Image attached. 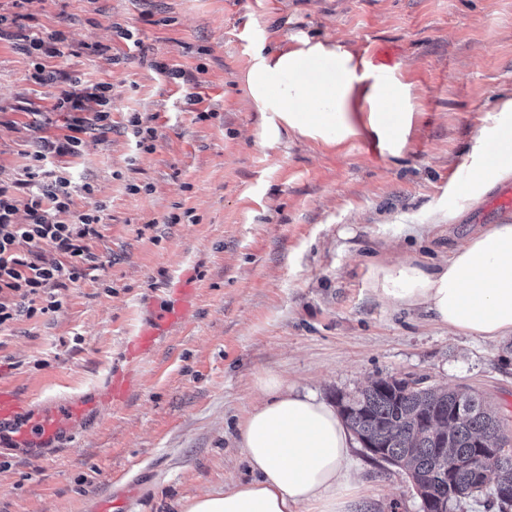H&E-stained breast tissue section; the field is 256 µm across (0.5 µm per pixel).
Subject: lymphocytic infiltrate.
Listing matches in <instances>:
<instances>
[{"label":"lymphocytic infiltrate","mask_w":512,"mask_h":512,"mask_svg":"<svg viewBox=\"0 0 512 512\" xmlns=\"http://www.w3.org/2000/svg\"><path fill=\"white\" fill-rule=\"evenodd\" d=\"M111 85L72 78L52 106L63 116L65 132L39 138L30 163L9 183L0 182V328L16 316H34L36 301L59 307L53 291L85 279L97 257L95 209L73 207L71 182L59 173L57 158L75 155L87 130L107 128ZM25 210L27 223L15 220Z\"/></svg>","instance_id":"lymphocytic-infiltrate-1"}]
</instances>
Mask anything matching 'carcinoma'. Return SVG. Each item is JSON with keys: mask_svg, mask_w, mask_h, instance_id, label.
I'll return each mask as SVG.
<instances>
[{"mask_svg": "<svg viewBox=\"0 0 512 512\" xmlns=\"http://www.w3.org/2000/svg\"><path fill=\"white\" fill-rule=\"evenodd\" d=\"M351 410L341 409L353 434L384 451L383 461L404 469L415 488L446 509L454 503L488 492L498 512H512V499H500L498 490L512 489V440L502 421L476 394L447 387L425 386L420 379L403 392L400 383L380 377L347 397ZM470 414L441 435L429 427L437 415L453 417L458 402ZM479 439L508 447L505 454L487 465H470ZM460 465L448 470L443 455Z\"/></svg>", "mask_w": 512, "mask_h": 512, "instance_id": "carcinoma-1", "label": "carcinoma"}]
</instances>
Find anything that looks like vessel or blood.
<instances>
[{"label": "vessel or blood", "mask_w": 512, "mask_h": 512, "mask_svg": "<svg viewBox=\"0 0 512 512\" xmlns=\"http://www.w3.org/2000/svg\"><path fill=\"white\" fill-rule=\"evenodd\" d=\"M195 288L193 273L183 271L173 283L167 307L144 315L127 337L128 369L107 370L101 382L87 390L63 397L25 398L0 384V454L42 458L68 447L84 425L100 420L102 402H124L136 385L131 364L152 354L171 328L190 318Z\"/></svg>", "instance_id": "obj_1"}]
</instances>
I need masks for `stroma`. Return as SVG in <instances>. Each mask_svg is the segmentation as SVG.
<instances>
[{"mask_svg":"<svg viewBox=\"0 0 512 512\" xmlns=\"http://www.w3.org/2000/svg\"><path fill=\"white\" fill-rule=\"evenodd\" d=\"M0 15V179L28 165L38 137L59 135L50 108L68 78L112 86L110 129L62 161L75 208L101 216L99 265L57 289L56 311L0 330V382L44 398L99 383L174 277L197 278L195 316L136 364L126 402L72 447L0 459V512H95L112 489L131 494V512H179L248 479L238 427L268 371L331 404L380 377H422L475 392L512 437V335H450L423 307L379 299L368 276L384 258L432 264L498 221L490 193L466 198L455 172L480 162L486 117L512 98V0H0ZM22 32L73 52L35 60ZM307 41L410 85L399 154L365 136H301L251 97L258 55ZM196 91L203 104H187ZM135 114L152 120L153 151L134 150ZM422 224L448 230L416 235ZM352 453L366 512H422L403 470Z\"/></svg>","mask_w":512,"mask_h":512,"instance_id":"35a3bbf8","label":"stroma"}]
</instances>
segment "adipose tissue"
<instances>
[{"mask_svg":"<svg viewBox=\"0 0 512 512\" xmlns=\"http://www.w3.org/2000/svg\"><path fill=\"white\" fill-rule=\"evenodd\" d=\"M247 83L263 109L326 144L367 136L396 154L414 116L409 85L371 80L349 52L320 42L262 61ZM357 91L369 105L360 122L350 110ZM492 120L496 160L492 171L475 175L476 196L512 178V100ZM370 274L383 298L425 306L450 331L484 339L512 335V222L467 237L433 266L381 261ZM258 385L264 399L240 423L237 440L250 479L186 500L181 512H352L361 481L353 467V438L340 413L280 375L264 374Z\"/></svg>","mask_w":512,"mask_h":512,"instance_id":"1","label":"adipose tissue"}]
</instances>
